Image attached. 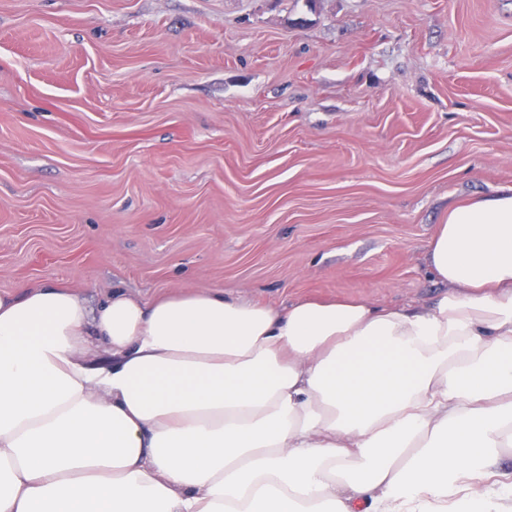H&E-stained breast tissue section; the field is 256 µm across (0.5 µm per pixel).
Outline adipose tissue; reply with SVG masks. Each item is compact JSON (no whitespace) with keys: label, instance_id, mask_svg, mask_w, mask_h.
<instances>
[{"label":"adipose tissue","instance_id":"adipose-tissue-1","mask_svg":"<svg viewBox=\"0 0 512 512\" xmlns=\"http://www.w3.org/2000/svg\"><path fill=\"white\" fill-rule=\"evenodd\" d=\"M428 309L0 294V512H512V187Z\"/></svg>","mask_w":512,"mask_h":512}]
</instances>
